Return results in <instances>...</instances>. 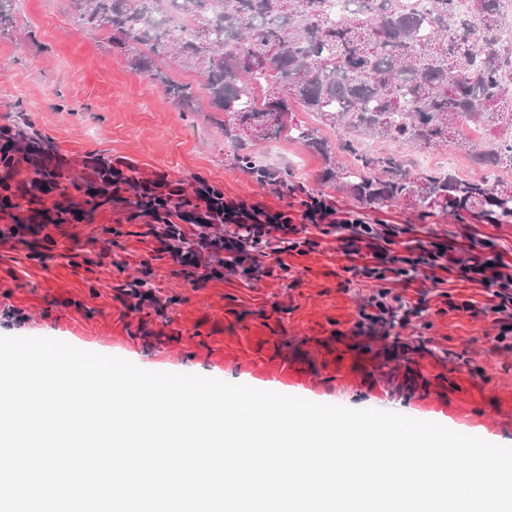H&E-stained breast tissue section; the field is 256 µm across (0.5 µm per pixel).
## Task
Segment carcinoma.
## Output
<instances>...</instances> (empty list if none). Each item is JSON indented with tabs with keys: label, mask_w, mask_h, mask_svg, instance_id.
<instances>
[{
	"label": "carcinoma",
	"mask_w": 512,
	"mask_h": 512,
	"mask_svg": "<svg viewBox=\"0 0 512 512\" xmlns=\"http://www.w3.org/2000/svg\"><path fill=\"white\" fill-rule=\"evenodd\" d=\"M182 28L159 21L165 0H70L76 25L100 34L130 67L160 85L182 110L197 106L191 84L174 78L165 59L203 79L211 111L222 114L233 160L260 183L276 181L252 147L287 139L323 162L321 181L356 209L410 204L447 216L476 213L512 224V184L464 179L446 171L412 173L402 156L358 149L368 141L402 147L454 145L485 169L512 168V140L472 143L464 126H512V43L504 20L512 0H176ZM18 27L16 0H0V36ZM315 125L296 118L295 109ZM332 130L354 156L347 165L324 136ZM28 176L17 178L20 169ZM170 187L142 185L93 161L68 175L50 143L23 121L0 128V212L19 229L93 224L120 210L156 233L196 226L172 237V250H209L207 230L224 224V195L203 204L169 201Z\"/></svg>",
	"instance_id": "carcinoma-1"
}]
</instances>
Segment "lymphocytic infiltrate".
Segmentation results:
<instances>
[{
    "label": "lymphocytic infiltrate",
    "instance_id": "1",
    "mask_svg": "<svg viewBox=\"0 0 512 512\" xmlns=\"http://www.w3.org/2000/svg\"><path fill=\"white\" fill-rule=\"evenodd\" d=\"M302 206L304 219L318 235L339 234L343 252L359 258L358 263L348 266V275L341 283L343 290L355 287L361 293L353 335L370 340L387 338L411 326L412 322L425 321L429 315L428 296L439 291L442 283L440 271L452 269L459 280L478 285L485 300L478 303L449 297L445 300L449 310L491 318L487 341L494 351L512 353V272H506L499 257L490 258L467 250L453 258L447 243L441 241L420 244L402 252L394 246L399 235L397 228L382 230L370 224L331 223L328 217L333 207L323 200L312 198L303 201ZM273 224L289 233L282 241L283 253L311 250L318 245V235L314 238L296 236L295 225L283 212L254 225V236H266ZM412 287L417 290L413 300L407 297Z\"/></svg>",
    "mask_w": 512,
    "mask_h": 512
}]
</instances>
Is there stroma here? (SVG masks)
Listing matches in <instances>:
<instances>
[{"instance_id":"1","label":"stroma","mask_w":512,"mask_h":512,"mask_svg":"<svg viewBox=\"0 0 512 512\" xmlns=\"http://www.w3.org/2000/svg\"><path fill=\"white\" fill-rule=\"evenodd\" d=\"M18 11L20 31L0 37V127L24 114L74 175L101 158L149 186L190 190L204 184L220 190L227 206L261 215L284 212L302 224L299 199L232 165V148L211 121L207 100L193 112L177 108L102 37L80 30L68 0H18ZM253 153L258 164L279 172L299 159L297 176L306 189L333 203L336 221L349 218L350 199L321 182V163L303 146L283 139L274 157L262 144ZM426 155L439 169L512 184L511 169L479 168L464 151L432 148ZM365 221L396 225L410 246L489 241L512 264V224H482L469 215L453 221L408 206L369 212ZM104 227L111 230L105 238L109 263L59 256L43 266L0 221V335L53 338L154 372L395 411L512 446V356L495 354L483 342L490 319L441 313V299H431L432 328L401 335L425 347L420 369H410L383 342L352 335L358 296L340 286L346 259L335 235L322 236L316 250L287 256L290 272L256 278L237 265L197 283L181 275L180 259L161 245L153 225L129 222L122 212L103 214L94 224L50 226L38 239L59 255ZM146 273L162 310L123 302V289ZM12 308L19 319L8 317ZM293 357L306 372H293ZM451 369L463 377L449 391L440 377Z\"/></svg>"}]
</instances>
